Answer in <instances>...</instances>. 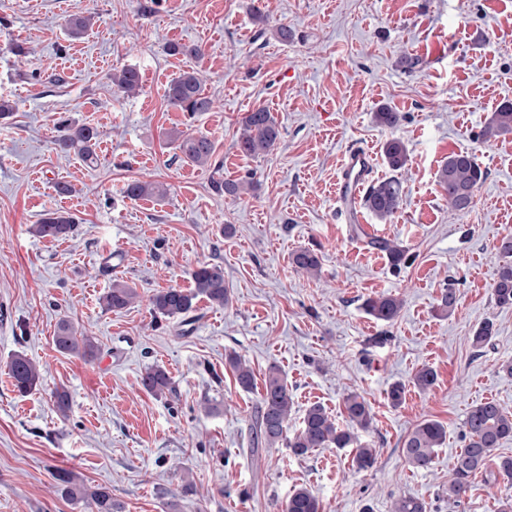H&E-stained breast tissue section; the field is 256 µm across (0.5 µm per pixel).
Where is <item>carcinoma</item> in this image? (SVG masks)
Listing matches in <instances>:
<instances>
[{"instance_id": "obj_1", "label": "carcinoma", "mask_w": 512, "mask_h": 512, "mask_svg": "<svg viewBox=\"0 0 512 512\" xmlns=\"http://www.w3.org/2000/svg\"><path fill=\"white\" fill-rule=\"evenodd\" d=\"M91 26V18L73 14L66 21L70 38L83 37ZM112 84L127 97L138 95L142 89L139 71L124 67L112 73ZM168 104L176 109L195 115L208 112L213 102L201 86L194 70L180 73L165 91ZM403 119L401 113L388 106L380 107L374 113L375 122L387 128L397 126ZM512 133V104L503 105L492 113L485 128V134ZM280 136L278 125L272 113L266 108H257L244 117L237 147L246 156H264L274 150ZM178 142V149L185 159L198 166L211 164L215 152L213 142L205 135H190L182 131L172 134ZM99 131L86 124H78L70 119L60 121L56 144L66 152L78 154L83 161L92 164L96 161V147ZM383 152L391 170L400 171L408 165L409 154L400 139L387 141ZM439 183L448 194V204L458 212L466 211L474 203L475 192L486 179V171L477 162L475 154L469 151L453 152L438 172ZM126 196L137 200L159 198L165 190L159 183L133 180L125 188ZM403 186L396 177H388L372 183L365 195L364 206L381 220L391 217L400 207ZM74 221L62 214H49L39 224H34L30 232L38 237L65 238L73 230ZM372 245L385 252L391 267L398 271L408 264L407 251L387 240H375ZM501 262L498 264L493 283V296L499 306H512V235L501 240L499 246ZM295 268L311 276L320 273L321 262L318 254L309 249H299L292 253ZM193 288H169L150 297L154 316L164 319H177L179 325L186 326L196 320L198 298L207 299L211 304L226 306L230 302V292L224 284V268L217 264L203 263L192 272ZM136 297V290L121 282L112 283L103 302L109 310H121L129 306ZM458 296L454 288L441 292L437 309L449 315L457 307ZM364 310L374 319L387 324L393 323L400 315L403 301L390 294L369 297L363 304ZM495 335L494 324L485 321L478 326L473 336V344L482 348L489 344ZM57 351L77 354L85 358L95 356L97 346L88 336H79L74 326L67 320L61 322L54 336ZM238 385L245 391L254 386L252 368L240 357H228ZM9 374L13 385L21 394H28L41 385V374L37 366L22 353H16L9 363ZM436 374L430 368L419 370L413 377V385L420 391L429 390L435 383ZM142 388L162 397L173 392L170 377L159 367L147 369L140 378ZM292 397L288 383L281 370L269 367L264 381L263 392L254 422L250 427L251 451L258 448H271L283 440L296 456H305L319 448L351 449L352 464L361 471L374 466L377 450L358 442L354 429H369L373 414L370 405L357 393L346 395L343 411L348 425L342 427L320 404L311 405L305 412L301 426L292 434H286L292 411ZM447 428L439 421L426 419L415 426L403 443V453L410 466L417 470L432 468L438 448L445 444ZM512 440V411L501 404L488 401L476 404L468 411L464 421L463 448L451 463L448 478V501L460 502L478 473L485 475L490 484L499 480L512 482V456H501L496 450ZM61 495L71 500L86 499L94 505L95 512H121L120 504L112 499V492L105 487L93 490L80 483L77 475L61 470L54 474ZM282 512H320V503L312 491L305 487L295 489L285 502ZM391 512H431V504L413 497L400 496L391 505Z\"/></svg>"}]
</instances>
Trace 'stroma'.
<instances>
[{"mask_svg": "<svg viewBox=\"0 0 512 512\" xmlns=\"http://www.w3.org/2000/svg\"><path fill=\"white\" fill-rule=\"evenodd\" d=\"M255 3L267 24L253 19ZM75 13L93 23L79 40L65 32ZM280 25L291 41L271 36ZM14 43L28 61L10 53ZM170 43L202 55L168 54ZM423 44L434 54L420 53ZM404 51L419 59L413 71L396 65ZM125 66L141 73L138 96L110 80ZM191 68L214 102L194 116L165 100L170 81ZM0 98L14 106L0 118V512H91L58 492L60 469L109 488L125 512H281L301 486L321 512H390L401 495L434 512H499L512 495L506 481L492 487L476 476L458 506L446 491L470 406L512 408V376L498 370L512 358V307L492 291L498 247L512 234V134H484L492 112L512 103V0H0ZM383 105L402 113L398 127L375 123ZM260 107L280 140L253 158L236 140ZM66 117L98 129L97 164L56 149ZM175 130L207 135L211 165L184 161ZM392 138L410 157L403 200L390 219L369 213L365 224L408 251L398 271L364 225L337 219L335 199L346 148L369 147L378 180L392 174L383 154ZM461 150L487 177L472 207L457 212L438 171ZM134 179L164 184L166 197L127 198ZM224 180L248 189L225 195ZM60 183L70 193H58ZM50 212L78 218L73 234H31ZM227 224L232 234H223ZM302 248L318 253L319 277L292 266ZM203 263L223 266L229 305L199 301L187 333L154 319L149 296L191 288ZM116 281L139 294L120 311L102 303ZM448 287L459 302L446 316L436 305ZM379 294L404 300L393 325L363 308ZM64 320L95 341L94 358L56 350ZM485 321L496 334L474 347ZM18 352L43 374L25 396L7 368ZM232 353L259 383L270 365L281 368L292 429L314 403L344 423V395L363 396L374 419L360 439L377 449L375 467L355 471L346 449L251 451L260 393L239 388ZM154 365L174 394L141 388ZM425 366L437 378L423 393L412 378ZM396 382L405 398L393 408L385 396ZM57 389L70 395L68 417L54 406ZM424 419L448 435L433 468L419 471L402 448Z\"/></svg>", "mask_w": 512, "mask_h": 512, "instance_id": "obj_1", "label": "stroma"}]
</instances>
